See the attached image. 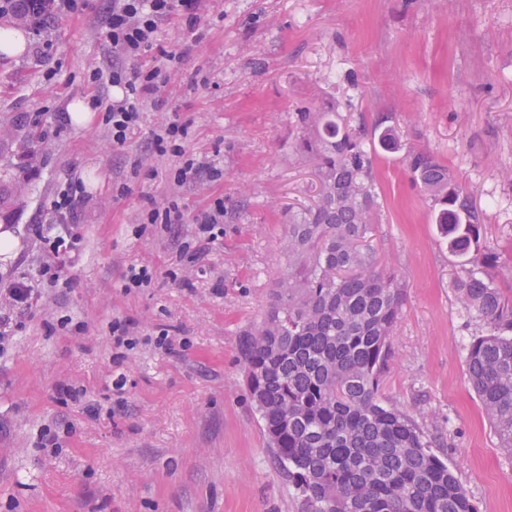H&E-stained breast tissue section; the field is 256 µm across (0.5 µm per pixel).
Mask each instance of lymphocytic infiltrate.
I'll list each match as a JSON object with an SVG mask.
<instances>
[{"label":"lymphocytic infiltrate","mask_w":512,"mask_h":512,"mask_svg":"<svg viewBox=\"0 0 512 512\" xmlns=\"http://www.w3.org/2000/svg\"><path fill=\"white\" fill-rule=\"evenodd\" d=\"M199 5L200 0H112V9L104 19L112 60L105 67L94 69L90 81L95 86L107 82L118 90L106 109L113 145L124 146L140 122L145 102L168 81L167 64L174 55L158 43L161 22L175 19L187 28H195L200 21ZM151 51L156 54L153 66L133 71L125 67V59ZM87 201L83 187L67 181L52 202V223L30 225L41 258L35 275L9 274L0 278V347L22 329L17 313L31 310L43 300L46 289L58 287L63 269L81 244L79 214Z\"/></svg>","instance_id":"1"}]
</instances>
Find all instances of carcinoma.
<instances>
[{
	"label": "carcinoma",
	"mask_w": 512,
	"mask_h": 512,
	"mask_svg": "<svg viewBox=\"0 0 512 512\" xmlns=\"http://www.w3.org/2000/svg\"><path fill=\"white\" fill-rule=\"evenodd\" d=\"M297 129L316 200L288 216V266L239 342L269 448L302 512H476L421 428L379 394L404 289L366 245L375 206L366 129L340 123L333 109L301 110ZM408 165L438 206L450 251L472 266L453 285L484 322L467 346L469 381L512 452V295L495 283L499 256L483 246V210L433 153L414 150Z\"/></svg>",
	"instance_id": "carcinoma-1"
}]
</instances>
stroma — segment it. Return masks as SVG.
<instances>
[{"mask_svg":"<svg viewBox=\"0 0 512 512\" xmlns=\"http://www.w3.org/2000/svg\"><path fill=\"white\" fill-rule=\"evenodd\" d=\"M78 4L47 29L22 25L25 54L0 59V140L11 146L0 177L21 186L0 225L27 263L40 257L27 227L49 223L57 186L88 167L103 178L82 210L65 285L0 352V512H300L250 402L239 338L286 267L289 214L316 193L311 163L292 149L296 114L331 106L366 125L370 243L404 288L382 397L423 429L478 512H512V453L466 375L482 322L454 291L463 268L407 161L430 151L473 192L484 244L501 256L497 283L511 292L512 0H203L194 30L161 23L158 39L177 59L121 147L103 120L112 88L89 82L112 58L103 28L112 0ZM76 98L97 101L78 133L54 123ZM173 120L188 126L187 154L216 165L220 180L177 184L181 158L146 155L152 132ZM388 127L389 150L379 144ZM219 198L224 236L194 244L193 263L177 262L160 225L141 223L173 200L189 238L194 216ZM144 264L157 279L125 289L127 268ZM67 318L82 331L62 328ZM116 319L133 321L140 339L118 366ZM163 330L172 352L152 343ZM64 382L83 398L61 399ZM49 425L60 447H41Z\"/></svg>","mask_w":512,"mask_h":512,"instance_id":"1","label":"stroma"}]
</instances>
